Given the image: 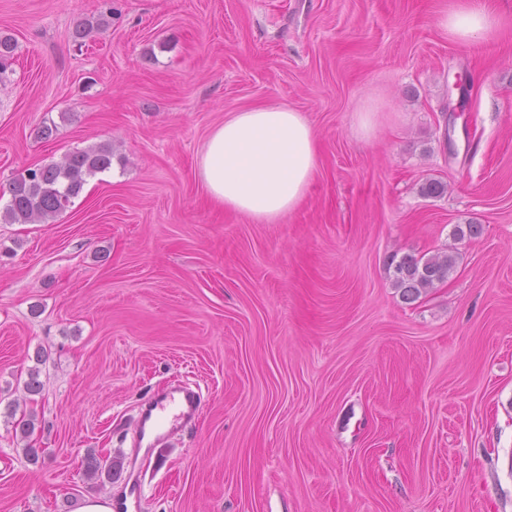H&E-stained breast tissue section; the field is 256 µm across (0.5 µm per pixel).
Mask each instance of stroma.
<instances>
[{"label": "stroma", "mask_w": 512, "mask_h": 512, "mask_svg": "<svg viewBox=\"0 0 512 512\" xmlns=\"http://www.w3.org/2000/svg\"><path fill=\"white\" fill-rule=\"evenodd\" d=\"M444 3L0 0V191L112 146L55 218L0 220V512H512V0H484L504 21L468 44ZM458 72L476 130L455 119L452 155ZM271 102L307 117L319 166L260 224L209 200L197 157ZM448 249L447 282L405 301L390 256ZM177 383L202 393L196 426L137 443Z\"/></svg>", "instance_id": "1"}]
</instances>
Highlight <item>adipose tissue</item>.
Listing matches in <instances>:
<instances>
[{
    "mask_svg": "<svg viewBox=\"0 0 512 512\" xmlns=\"http://www.w3.org/2000/svg\"><path fill=\"white\" fill-rule=\"evenodd\" d=\"M497 13L453 0L442 9L444 35L466 43L489 36ZM318 169L316 134L304 114L270 103L230 114L209 133L198 173L211 201L259 223L294 211L306 197Z\"/></svg>",
    "mask_w": 512,
    "mask_h": 512,
    "instance_id": "adipose-tissue-1",
    "label": "adipose tissue"
}]
</instances>
